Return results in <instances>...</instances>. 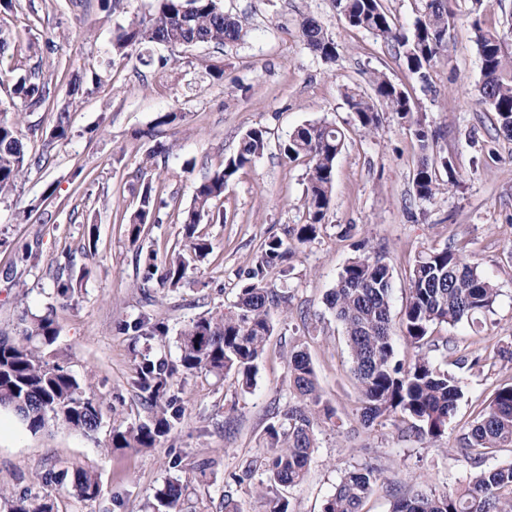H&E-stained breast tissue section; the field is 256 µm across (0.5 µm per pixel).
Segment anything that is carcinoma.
I'll use <instances>...</instances> for the list:
<instances>
[{
	"label": "carcinoma",
	"mask_w": 512,
	"mask_h": 512,
	"mask_svg": "<svg viewBox=\"0 0 512 512\" xmlns=\"http://www.w3.org/2000/svg\"><path fill=\"white\" fill-rule=\"evenodd\" d=\"M449 0H424L410 34L384 7L382 0H334L345 24L373 33L386 42L403 48L407 68L421 72L434 59L448 52V28L453 14ZM476 44L481 60L482 79L478 86L480 102L496 112L502 133L512 138V60L505 52V37L495 29L474 23ZM242 25L218 6L217 0H156L153 13L122 29L113 42L121 54L126 49L150 44L164 45L176 54L200 46H224L240 40ZM300 37L322 59L336 61V43L313 18L302 22ZM372 93H345L347 105L355 114L357 128L373 134L381 126L380 113L393 112L411 121L412 99L383 72L370 77ZM46 83L33 70L20 76L13 95L20 109L0 117V195L12 192L18 181L41 159L28 155L23 142V111L41 105L46 99ZM88 92L85 76L75 72L69 80V96L75 101ZM421 150L414 177V190L421 200L429 201L445 189L438 168L451 167L448 157L428 155L430 140L438 134L415 130ZM69 135L68 112H57L50 133L53 140ZM345 134L326 122L307 123L290 135L284 152L288 159L303 158L308 165L305 198L306 223L297 230V240L315 239L330 208L336 158ZM267 147L263 126L247 129L237 150L225 158L222 170L196 184L189 206L179 212L183 225V247L172 250L163 268L149 258L143 281L154 276L172 287L184 279L194 260L204 258L210 243L199 226L204 219L224 221V215L212 212L213 202L224 197L237 173L251 166ZM155 180L142 179L137 191V206L123 216L129 240L137 242L148 224L158 223ZM339 273L326 301L343 326L346 345L362 402L361 422L370 427L378 418L401 413L411 427L433 443L448 430L461 398L458 380L442 369L434 352L448 349L432 336L438 324H456L490 309L497 289L486 280L477 266L464 260L448 247L431 248L414 262L409 277V297L401 325L403 341L415 349L414 358L404 364L396 359L390 294L392 271L385 258L361 245ZM289 247L281 239L266 242L255 266L241 286L237 311L218 312L190 322L180 333V363L188 373L234 372L243 384L251 385L257 362L272 331L270 309L280 298L266 287L269 271L288 259ZM58 337L52 315L33 318L23 330V339L13 341L0 336V406L13 410L32 431L54 420L62 426L89 436L102 419L100 401L81 384L64 365L46 359L44 349ZM290 386L298 403L283 414V420L267 429L273 453L265 458L267 481L273 485L294 487L305 479L315 448L314 421L333 418L334 409L324 401L307 352L293 350L288 356ZM171 374L152 362L139 366L141 390L157 399L170 388ZM171 429L167 411L152 425L113 433L114 448L156 447ZM466 449L487 450L512 445V384L499 387L464 437ZM379 475L371 467H353L346 471L335 491L324 502L322 512H362L363 501L372 492ZM73 490L83 499L99 492L94 475L79 471ZM184 485L170 480L155 492V499L166 512H184ZM392 512H512V462L476 473L467 486L450 494H411L395 499Z\"/></svg>",
	"instance_id": "obj_1"
}]
</instances>
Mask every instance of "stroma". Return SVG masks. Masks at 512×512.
Masks as SVG:
<instances>
[{"label": "stroma", "mask_w": 512, "mask_h": 512, "mask_svg": "<svg viewBox=\"0 0 512 512\" xmlns=\"http://www.w3.org/2000/svg\"><path fill=\"white\" fill-rule=\"evenodd\" d=\"M153 4L116 0L107 15L100 0H17L12 11L0 13V36L9 44L0 56V112H13V85L29 69L41 68L49 92L23 119L26 149L44 161L0 197V333L21 340L25 320L52 314L58 339L49 360L63 363L103 403L101 424L89 437L52 422L34 432L0 408V512L23 497L47 503L51 512H151L155 491L173 479L188 483L192 512H224L228 494L241 512H271L279 500L287 501L288 512H322L344 472L364 465L376 467L380 478L362 512H391L396 497L455 492L476 472L512 461V447L476 460L460 451L477 412L512 382V361L499 356L512 351V140L500 132L497 114L477 100L481 61L474 33L478 24L503 32L512 54V0H451L448 51L422 78L408 71L397 44L349 29L332 0H219L243 25L242 39L223 52L196 47L176 59L160 45L113 52L120 28L148 15ZM308 18L338 44L336 62L301 41ZM48 37L54 49L33 56L29 43ZM214 62L223 63V80L209 76ZM76 70L100 80L74 102L68 81ZM376 71L403 85L416 119L440 134L434 151L451 167L439 171L448 189L433 200L415 195L414 126L385 112L376 134L357 130L344 93L368 91ZM64 106L69 137L54 143L50 131ZM163 112L178 119L151 137ZM315 121L335 124L346 139L325 222L313 241L300 244L307 164L288 160L283 147L296 127ZM258 125L268 131L264 154L237 174L218 202L223 223L201 227L211 252L177 287L144 282L148 257L164 262L182 242L178 208L190 205L196 184L221 170L240 135ZM160 140L176 144L158 188L161 221L146 225L133 243L121 217L134 209L136 172ZM51 185L56 193L49 199ZM273 237L287 241L291 253L287 274L270 271L266 284L286 301L270 311L273 331L252 387L243 388L232 372L185 373L180 331L193 320L234 311L246 271ZM361 244L392 268L394 320L406 306L409 269L431 246H451L498 290L490 312L435 330L448 340L436 359L463 391L436 444L402 435L398 413L369 428L360 421L344 332L326 296ZM25 246L37 262H19ZM71 273L82 279L64 299L57 285ZM143 318L164 321L167 334L134 335L131 324ZM295 348L309 354L335 415L314 423L305 481L270 488L260 462L268 454V426L296 402L288 369ZM474 357L480 363L473 367ZM146 359L174 369L169 394L182 413L158 447H112L113 431L159 414L136 384ZM78 469L97 477L95 499L72 493Z\"/></svg>", "instance_id": "1"}]
</instances>
